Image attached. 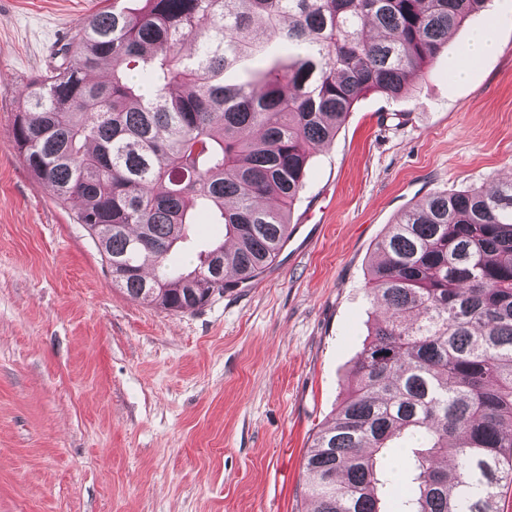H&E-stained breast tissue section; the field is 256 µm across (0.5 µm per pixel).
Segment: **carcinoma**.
Wrapping results in <instances>:
<instances>
[{
    "instance_id": "carcinoma-1",
    "label": "carcinoma",
    "mask_w": 512,
    "mask_h": 512,
    "mask_svg": "<svg viewBox=\"0 0 512 512\" xmlns=\"http://www.w3.org/2000/svg\"><path fill=\"white\" fill-rule=\"evenodd\" d=\"M486 2L112 0L22 88L10 137L60 206L80 201L113 285L193 311L282 250L308 145L332 143L366 93L407 91ZM198 211L224 241L177 269L170 252ZM367 283L384 316L305 455L312 512H391L388 499L396 512H498L512 485V181L403 211Z\"/></svg>"
}]
</instances>
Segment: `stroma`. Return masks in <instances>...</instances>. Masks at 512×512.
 Masks as SVG:
<instances>
[{
  "label": "stroma",
  "instance_id": "stroma-1",
  "mask_svg": "<svg viewBox=\"0 0 512 512\" xmlns=\"http://www.w3.org/2000/svg\"><path fill=\"white\" fill-rule=\"evenodd\" d=\"M104 5L0 0V512H311L304 456L380 315L376 242L432 192L512 179V0L409 93L362 96L310 146L276 259L185 313L113 286L9 135L23 85ZM482 27L499 50L456 79Z\"/></svg>",
  "mask_w": 512,
  "mask_h": 512
}]
</instances>
